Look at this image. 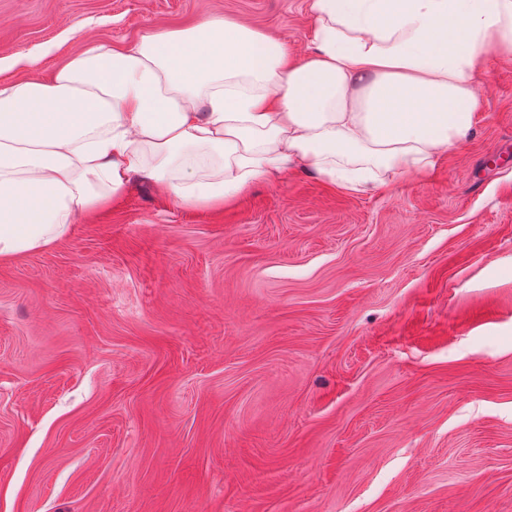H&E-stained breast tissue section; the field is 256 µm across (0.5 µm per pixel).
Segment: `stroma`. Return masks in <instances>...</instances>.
Listing matches in <instances>:
<instances>
[{"instance_id": "35a3bbf8", "label": "stroma", "mask_w": 512, "mask_h": 512, "mask_svg": "<svg viewBox=\"0 0 512 512\" xmlns=\"http://www.w3.org/2000/svg\"><path fill=\"white\" fill-rule=\"evenodd\" d=\"M211 17L310 53L309 0H0V84ZM474 89L423 176L141 174L0 261V512H512V58Z\"/></svg>"}]
</instances>
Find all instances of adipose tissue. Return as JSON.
<instances>
[{
	"label": "adipose tissue",
	"instance_id": "obj_1",
	"mask_svg": "<svg viewBox=\"0 0 512 512\" xmlns=\"http://www.w3.org/2000/svg\"><path fill=\"white\" fill-rule=\"evenodd\" d=\"M312 53L243 23L85 44L48 81L0 85V260L65 238L148 173L219 208L289 160L352 192L422 174L481 109L471 79L512 56V0H310Z\"/></svg>",
	"mask_w": 512,
	"mask_h": 512
}]
</instances>
